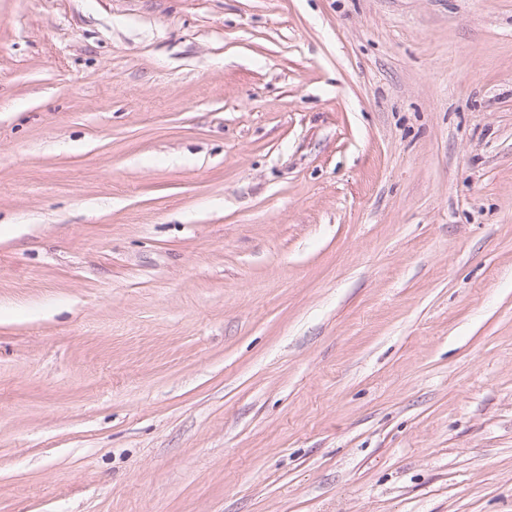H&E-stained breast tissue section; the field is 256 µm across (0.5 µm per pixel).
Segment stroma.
I'll list each match as a JSON object with an SVG mask.
<instances>
[{"mask_svg": "<svg viewBox=\"0 0 512 512\" xmlns=\"http://www.w3.org/2000/svg\"><path fill=\"white\" fill-rule=\"evenodd\" d=\"M0 512H512V0H0Z\"/></svg>", "mask_w": 512, "mask_h": 512, "instance_id": "1", "label": "stroma"}]
</instances>
